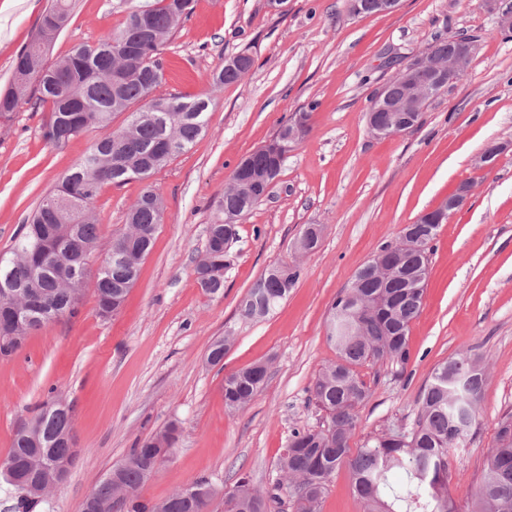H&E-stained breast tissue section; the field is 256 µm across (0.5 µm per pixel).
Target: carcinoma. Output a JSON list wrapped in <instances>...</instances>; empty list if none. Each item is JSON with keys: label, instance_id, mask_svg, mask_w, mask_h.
<instances>
[{"label": "carcinoma", "instance_id": "carcinoma-1", "mask_svg": "<svg viewBox=\"0 0 512 512\" xmlns=\"http://www.w3.org/2000/svg\"><path fill=\"white\" fill-rule=\"evenodd\" d=\"M194 0H155L146 25L133 5L121 25L103 32L92 45L78 44L65 56L47 62V52L70 21V0H53L35 33L14 63L9 93L0 98V121L34 95L47 112L44 138L56 147L90 127L101 136L91 150L43 197L22 226L13 245L0 253V355L18 351L35 330L69 320L78 313L89 277V259L99 248L95 203L103 186L139 181L145 188L127 213V230L112 238V262L94 274L98 314L109 317L122 306L140 267L152 250L163 221L160 197L146 184L159 169L195 143L207 126L208 101L170 95L154 96L164 79L161 57L179 25L193 11ZM471 44L448 39L432 44V54L445 58ZM238 70L224 66L212 75L216 85L237 82ZM127 113L112 127V118ZM310 124L288 141V124L271 139L274 145L297 147ZM250 168L232 174L244 180L260 177L263 185L228 189L214 202L206 228L205 250L194 264L202 289L224 295V250L236 239L237 221L262 201L265 187L279 177L286 156L271 148L248 155ZM320 225L306 224L297 239L302 252L315 249ZM439 227L420 216L396 244L378 250L383 265L371 258L332 303L327 338L336 360L323 366L311 387V400L325 414L315 430L294 429L279 460L288 484L275 481L262 494L240 476L220 500L222 512H272L285 490L297 512H320L336 469L350 470L354 495L362 512H455L450 493L454 474L451 450L473 431L486 379V367L470 355L450 357L439 364L424 389L413 426L385 430L365 440L351 455L350 440L359 408L371 389L356 368L391 362L405 367L410 358L408 334L423 302L429 274V244ZM299 264L271 269L239 303L245 319L270 314L288 298L298 282ZM229 349L228 339L214 341L207 362L218 366ZM267 366L254 363L224 378V405L236 412L248 406L263 388ZM72 407L54 398L43 402L15 431L12 448L0 462L6 485L4 501L11 512H36L49 502L60 483V468L73 465L77 448ZM180 426L163 431L130 449L112 466L82 503V512L114 505L115 512H215L216 491L199 478L151 505L139 501L138 490L175 448ZM468 512H512V414L498 423L493 448Z\"/></svg>", "mask_w": 512, "mask_h": 512}]
</instances>
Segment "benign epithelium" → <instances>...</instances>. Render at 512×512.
I'll return each mask as SVG.
<instances>
[{
    "label": "benign epithelium",
    "instance_id": "1",
    "mask_svg": "<svg viewBox=\"0 0 512 512\" xmlns=\"http://www.w3.org/2000/svg\"><path fill=\"white\" fill-rule=\"evenodd\" d=\"M400 0H372L367 3L362 0L356 8L360 11L367 6H372L377 13L384 14L395 11ZM472 55L468 48L459 51L446 59H440L430 53L416 58L415 68L424 71L429 75L426 81H419L413 75V70L404 67L400 69L392 83L404 88V94L400 99L390 96L388 86L379 89L370 101L368 109V128L376 137L396 135L413 129L423 112L420 104L426 98H434L445 87L458 81L459 72L465 65L466 60ZM378 112H402L403 121L395 125H387L376 119ZM469 186L464 185L454 195L448 196L441 204L426 213L429 222L433 224H445L448 217L463 203Z\"/></svg>",
    "mask_w": 512,
    "mask_h": 512
}]
</instances>
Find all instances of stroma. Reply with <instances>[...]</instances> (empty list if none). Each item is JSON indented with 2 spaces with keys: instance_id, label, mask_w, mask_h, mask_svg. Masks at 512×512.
Here are the masks:
<instances>
[{
  "instance_id": "1",
  "label": "stroma",
  "mask_w": 512,
  "mask_h": 512,
  "mask_svg": "<svg viewBox=\"0 0 512 512\" xmlns=\"http://www.w3.org/2000/svg\"><path fill=\"white\" fill-rule=\"evenodd\" d=\"M51 0H0V91L13 62ZM69 24L50 59L94 43L124 19L127 0H72ZM512 0H401L388 14L357 15L348 0H196L192 15L163 53L158 94L208 97V129L151 179L165 204L152 251L120 310L104 318L93 287L80 312L28 336L0 357V460L18 422L55 394L73 408L79 456L51 494V512H81L84 499L130 448L177 422L180 440L140 491L154 503L195 479L218 489L248 474L266 491L292 429L318 428L322 414L308 392L334 361L329 310L354 273L404 225L435 208L460 184L466 202L430 245V276L409 333L411 359L363 365L372 393L359 409L358 448L367 435L411 427L435 367L467 353L488 366L474 435L450 463L457 512L479 482L499 418L512 412V32L501 27ZM470 38L463 78L425 108L412 131L374 137L366 112L372 94L400 66L439 38ZM245 52L254 63L237 83L213 87L221 62ZM310 110L311 131L290 153L279 178L238 223L224 294L200 288L193 258L204 250L211 204L237 162L270 139L291 113ZM45 114L21 105L0 123V253L28 215L100 136L91 129L54 148ZM503 144L492 164L479 156ZM143 189L104 186L97 198L100 245L125 228ZM322 227L317 248L295 252L303 225ZM299 263L287 300L248 322L238 303L276 264ZM233 341L223 366L206 362L214 339ZM263 362L268 376L244 410L224 407L225 376Z\"/></svg>"
}]
</instances>
